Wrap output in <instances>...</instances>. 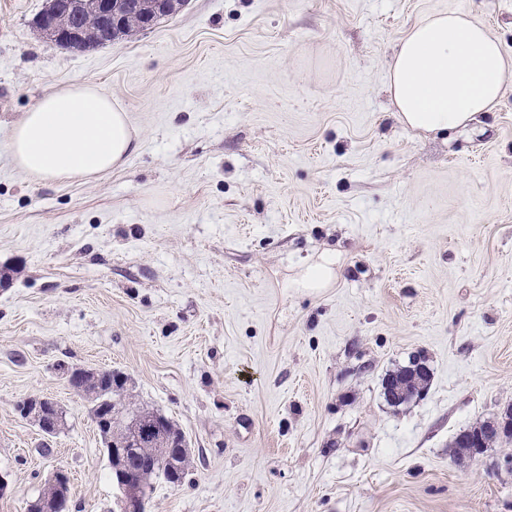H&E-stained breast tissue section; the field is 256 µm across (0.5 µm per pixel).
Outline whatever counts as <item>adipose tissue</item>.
I'll use <instances>...</instances> for the list:
<instances>
[{"label": "adipose tissue", "instance_id": "1", "mask_svg": "<svg viewBox=\"0 0 512 512\" xmlns=\"http://www.w3.org/2000/svg\"><path fill=\"white\" fill-rule=\"evenodd\" d=\"M512 81V56L470 12L420 19L400 40L389 65V92L405 124L445 133L493 111ZM137 148L126 112L90 85L55 88L15 123L13 163L38 181L103 176Z\"/></svg>", "mask_w": 512, "mask_h": 512}]
</instances>
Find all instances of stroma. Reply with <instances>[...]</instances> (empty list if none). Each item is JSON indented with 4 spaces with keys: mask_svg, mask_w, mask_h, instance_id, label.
<instances>
[{
    "mask_svg": "<svg viewBox=\"0 0 512 512\" xmlns=\"http://www.w3.org/2000/svg\"><path fill=\"white\" fill-rule=\"evenodd\" d=\"M48 0H0V512L55 470L112 512L110 466L62 366L127 374L192 466L147 512H512V441L456 459L512 406V84L448 134L388 92L399 39L467 10L512 55V0H185L151 29L47 46ZM88 84L138 137L100 179L43 183L12 128ZM329 287H298L326 252ZM422 355V398L381 379ZM55 399L44 438L18 400ZM50 454H42V444Z\"/></svg>",
    "mask_w": 512,
    "mask_h": 512,
    "instance_id": "35a3bbf8",
    "label": "stroma"
}]
</instances>
